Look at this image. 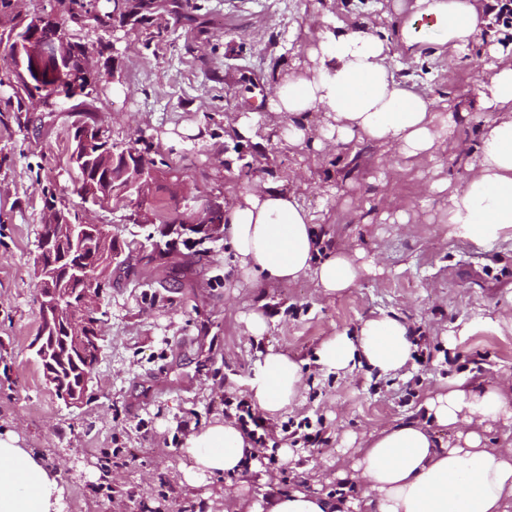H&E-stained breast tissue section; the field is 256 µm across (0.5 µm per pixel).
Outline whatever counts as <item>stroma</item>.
Returning <instances> with one entry per match:
<instances>
[{"label":"stroma","mask_w":512,"mask_h":512,"mask_svg":"<svg viewBox=\"0 0 512 512\" xmlns=\"http://www.w3.org/2000/svg\"><path fill=\"white\" fill-rule=\"evenodd\" d=\"M146 2L145 21L127 29L118 51L97 55L98 69L116 79L93 95L94 106L113 109L114 142L142 135L154 144L146 211L162 217L184 198L195 214L210 199L227 206L252 182L273 180L304 201L328 250L364 251L384 273L328 298L308 277L288 285L242 281L223 239L177 247L167 264L103 292L107 316L93 389L82 406L66 407L46 388L28 344L39 322L32 254L45 211L42 189L80 202L67 141L75 116L31 103L28 126L18 127L13 65L0 60V429L45 451L66 487L68 512H170L173 503L180 512H224L230 500L250 512L260 497L291 487L332 491L351 474L371 432L416 416L446 380H511L512 328L501 318L512 313V239L477 244L449 235L446 194L423 190L436 176L456 184L470 177V160L454 141L413 164L368 142L317 151L288 145L283 115L266 108L265 91L299 71L327 22L389 38L395 0ZM66 11L62 0H0V35L26 18ZM486 46L480 36L458 52L451 74L442 54L392 58L398 78L451 112L454 140L477 143L502 116L475 94ZM248 111L261 121L254 137L244 138L231 121ZM393 163L400 170L386 178ZM175 169L180 178L172 177ZM135 207L127 197L90 204L82 218L141 242L156 227L129 223ZM146 277L166 284L156 299L144 296ZM256 310L268 330L253 339L242 320ZM380 314L413 328L416 350L406 370L334 374L315 364L322 341ZM270 347L304 364L300 405L272 421L273 443L292 446V458L266 460L264 483L252 474L186 484L182 436L223 417L225 398L245 397L246 380ZM304 421L320 431L319 446L290 445L280 430ZM114 447L119 455L103 465L102 449Z\"/></svg>","instance_id":"obj_1"}]
</instances>
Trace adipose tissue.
<instances>
[{
    "instance_id": "ef3b65f1",
    "label": "adipose tissue",
    "mask_w": 512,
    "mask_h": 512,
    "mask_svg": "<svg viewBox=\"0 0 512 512\" xmlns=\"http://www.w3.org/2000/svg\"><path fill=\"white\" fill-rule=\"evenodd\" d=\"M493 11L480 0H413L400 15L393 38L332 23L309 46L303 74L274 85L269 111L286 116L284 137L293 145H347L368 141L394 149L404 159L432 156L453 132L436 104L399 80L394 50L420 58L432 44L456 53L486 35L489 74L477 89L485 107L512 108V65H500L504 49L488 29ZM324 113L312 129L307 113ZM475 173L460 186L439 179L431 190L448 195L452 233L477 243L512 238V119L496 121L474 150ZM225 243L244 281L286 285L312 277L332 296L377 274L362 253L329 252L309 210L294 192L273 181L252 183L224 210ZM415 348L413 330L399 316L381 315L355 333H336L315 352L334 373L365 367L390 376L406 369ZM255 410L274 418L295 406L303 389L300 361L267 349L246 381ZM512 417L501 388H478L460 377L441 385L417 417L371 433L349 483L338 492L291 489L261 500L252 512H512V444L489 448L480 425ZM456 427L454 442L434 427ZM180 451L187 484L260 471L256 448L236 417L191 430ZM65 489L34 448L11 431L0 433V512H61Z\"/></svg>"
}]
</instances>
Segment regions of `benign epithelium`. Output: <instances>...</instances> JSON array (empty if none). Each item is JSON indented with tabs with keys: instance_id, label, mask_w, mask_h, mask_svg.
I'll list each match as a JSON object with an SVG mask.
<instances>
[{
	"instance_id": "obj_1",
	"label": "benign epithelium",
	"mask_w": 512,
	"mask_h": 512,
	"mask_svg": "<svg viewBox=\"0 0 512 512\" xmlns=\"http://www.w3.org/2000/svg\"><path fill=\"white\" fill-rule=\"evenodd\" d=\"M48 18L34 16L28 26L20 29L14 27L8 40H0V53L8 54L14 64V77L17 85L31 86L49 80L66 81L68 93L81 94L91 88L88 75L94 70L91 56H76L74 42L61 28H56L53 36L45 35ZM90 142L101 144V150L112 155V161L123 159V170L133 172L128 179L127 189L134 190L140 201H145L149 194L153 173L142 164L133 168L129 160L127 146L105 138L93 127L78 131L72 162L76 167L84 168L82 149ZM60 244L58 225H42L37 249L34 254V271L38 279L39 290L37 304L40 317V335L35 337L32 349L37 353L43 367V380L68 407L83 404L86 393L94 379V371L101 354V320L99 293L89 288L86 297L77 299L65 289L57 287L54 282L66 277L91 280V274L82 267H74L62 273L54 269L50 261L55 256ZM63 325L73 341V345L85 358L86 367L81 387L68 389L60 385L54 371L58 350L48 346L47 335L58 325Z\"/></svg>"
}]
</instances>
